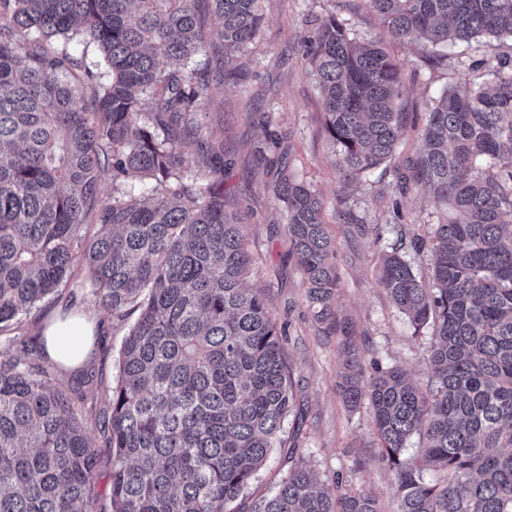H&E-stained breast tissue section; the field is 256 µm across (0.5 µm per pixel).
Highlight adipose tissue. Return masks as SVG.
<instances>
[{
  "label": "adipose tissue",
  "mask_w": 512,
  "mask_h": 512,
  "mask_svg": "<svg viewBox=\"0 0 512 512\" xmlns=\"http://www.w3.org/2000/svg\"><path fill=\"white\" fill-rule=\"evenodd\" d=\"M99 328L90 315L52 316L42 334L46 338L48 357L58 363L64 374L76 373L91 355L92 338Z\"/></svg>",
  "instance_id": "obj_1"
}]
</instances>
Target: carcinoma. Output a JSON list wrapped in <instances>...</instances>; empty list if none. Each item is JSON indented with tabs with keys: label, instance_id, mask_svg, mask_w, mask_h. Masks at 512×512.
I'll return each mask as SVG.
<instances>
[{
	"label": "carcinoma",
	"instance_id": "1",
	"mask_svg": "<svg viewBox=\"0 0 512 512\" xmlns=\"http://www.w3.org/2000/svg\"><path fill=\"white\" fill-rule=\"evenodd\" d=\"M198 2L0 0V324L80 268L96 306L121 324L136 315L104 390L78 393L43 349L0 338V512H96L101 500L110 512H240L291 410L282 330L244 287L224 181H207L224 173V139H204L199 119L264 13L261 0H206L220 20L207 33ZM369 2L427 62L461 41L468 70L493 76L445 90L418 158L391 170L394 194L421 186L439 213L431 284L397 248L379 271L415 329L431 328L428 390L400 367L364 375L352 326L329 312L340 280L323 201L284 166L276 194L308 302L342 336L343 400L370 406L396 512H512V54L495 45L512 39V0ZM307 23L326 131L355 182L391 161L405 132L400 65L333 15ZM215 41L225 55L194 65ZM105 169L117 187L152 181L153 194L103 202ZM92 427L111 451L105 473ZM252 512L379 508L370 492L318 482L299 455Z\"/></svg>",
	"mask_w": 512,
	"mask_h": 512
}]
</instances>
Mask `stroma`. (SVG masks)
I'll return each instance as SVG.
<instances>
[{"label":"stroma","instance_id":"1","mask_svg":"<svg viewBox=\"0 0 512 512\" xmlns=\"http://www.w3.org/2000/svg\"><path fill=\"white\" fill-rule=\"evenodd\" d=\"M262 9L261 36L235 55L233 76L225 78L201 108L205 130L224 136V207L242 219L251 259L247 287L263 297L277 325L286 329L282 344L295 394L280 441L241 508L251 512L254 501L270 493L292 457L301 453L321 480L339 478L350 487L371 491L380 512H393L394 477L379 460L369 410L348 408L339 394L338 338L325 335L316 308L306 299L268 161L282 156L297 178L324 201L323 221L336 247L342 282L333 310L353 325L364 369L375 364L399 366L418 387L427 388L431 330L414 329L392 304L378 286V267L383 250L399 243L413 273L430 281L429 252L411 248L410 242L428 237L437 220L433 200L422 189L400 197L402 221L394 225L385 221L395 200L388 187L389 172L379 167L354 183L343 182L302 40L308 34L306 18L333 15L356 38L377 40L395 57L414 104L399 146L405 157L420 150L428 104L461 83L456 63L466 59L469 49L461 43L449 45L443 64H427L422 46L399 39L365 0H264ZM345 211L354 213L357 223H343ZM99 317L105 326L101 361L92 374L70 377V385L79 389L116 382L125 329L107 312Z\"/></svg>","mask_w":512,"mask_h":512}]
</instances>
